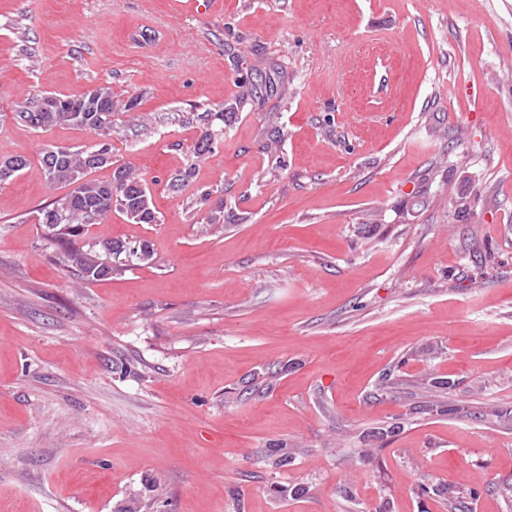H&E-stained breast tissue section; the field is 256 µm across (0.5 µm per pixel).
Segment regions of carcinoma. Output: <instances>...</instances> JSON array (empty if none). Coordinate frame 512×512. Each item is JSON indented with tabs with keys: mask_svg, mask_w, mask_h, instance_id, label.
I'll return each mask as SVG.
<instances>
[{
	"mask_svg": "<svg viewBox=\"0 0 512 512\" xmlns=\"http://www.w3.org/2000/svg\"><path fill=\"white\" fill-rule=\"evenodd\" d=\"M99 111L72 112V95L52 94L58 100L52 112H30L24 104L14 112L15 118L25 126L40 132L55 127L69 126L85 129L96 137L106 139L80 148L58 147L42 151L39 168L50 185H62L68 191L51 203L37 209L36 224L43 237L61 246L63 266L74 272L84 283H94L112 277L106 261L128 247L120 239L86 241L89 227L112 215L116 210L136 224H155L157 216L146 179L135 168L127 165L112 166V153L108 140L117 127L112 114L121 111L112 87L96 85ZM199 119L205 130L195 146L199 157L211 153L214 141L224 134V129L213 128V122L224 120V113L202 112ZM31 168L30 160L23 155L0 156V184L25 173ZM111 169L106 180L93 177L99 169Z\"/></svg>",
	"mask_w": 512,
	"mask_h": 512,
	"instance_id": "1",
	"label": "carcinoma"
}]
</instances>
